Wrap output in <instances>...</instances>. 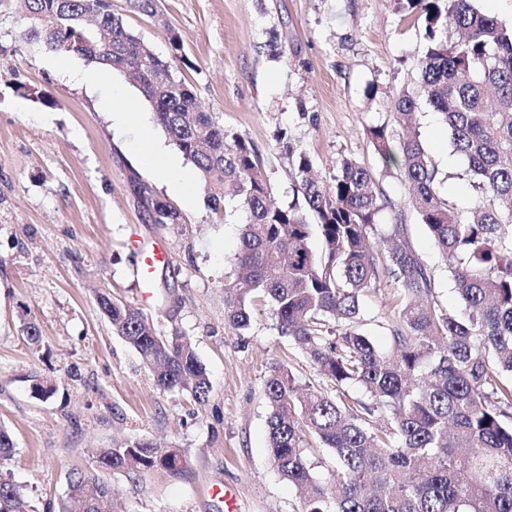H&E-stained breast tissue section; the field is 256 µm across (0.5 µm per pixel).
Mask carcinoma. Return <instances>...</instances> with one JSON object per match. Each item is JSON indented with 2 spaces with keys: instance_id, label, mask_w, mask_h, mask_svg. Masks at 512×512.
I'll return each mask as SVG.
<instances>
[{
  "instance_id": "carcinoma-1",
  "label": "carcinoma",
  "mask_w": 512,
  "mask_h": 512,
  "mask_svg": "<svg viewBox=\"0 0 512 512\" xmlns=\"http://www.w3.org/2000/svg\"><path fill=\"white\" fill-rule=\"evenodd\" d=\"M401 18L424 29L418 59L422 94H399L396 122L412 124L426 105L451 130L480 197L462 219L439 196L438 171L419 135L394 144L385 126L367 136L385 166L401 168L407 205L428 228L452 270L466 314L439 307L434 278L406 241L402 225L371 241L382 204L370 172L348 157L326 181L309 176L301 154L296 176L304 203L279 205L259 152L199 109L192 86L172 72L181 39L166 28L173 55L162 59L112 12L110 0H26L27 13L48 18L29 34L49 48L125 71L152 108L170 144L197 170L212 210L231 198L246 214L235 255L240 275L224 281L225 319L249 326L252 306L268 303L278 332L333 383H300L292 369L265 380L268 447L280 478L301 495L298 512H512V30L472 0H396ZM461 38L448 39V26ZM156 224H179L169 203L152 202ZM318 233L321 252L309 240ZM388 278L392 349L380 351L362 331L361 299ZM98 303L112 331L153 371L165 393L202 404L208 373L189 337L161 334L139 309L108 292ZM357 385L365 397L348 388ZM329 449L336 468L319 482L309 439ZM102 470L135 483L148 472L179 475L182 448L127 439L101 449ZM19 486L0 474V512H19ZM114 512L113 488L100 476L74 475L67 503L83 512Z\"/></svg>"
}]
</instances>
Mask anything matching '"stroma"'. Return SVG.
<instances>
[{
  "label": "stroma",
  "instance_id": "obj_1",
  "mask_svg": "<svg viewBox=\"0 0 512 512\" xmlns=\"http://www.w3.org/2000/svg\"><path fill=\"white\" fill-rule=\"evenodd\" d=\"M157 3L163 28L127 0H112V9L160 57L172 54L166 28L180 34L186 64L176 77L192 84L204 111L256 147L276 201L302 198L299 154L323 178L340 157L356 159L384 205L377 237L403 225L438 301L464 315L450 268L406 204L401 169L384 167L367 139L370 127L393 126L397 93L421 92V27L401 18L393 0ZM27 28L22 0H0V426L14 442L0 474L20 487L26 512H60L71 475L100 474L101 448L143 438L184 448L187 463L176 477L112 476L120 512H227L208 493L215 485L232 489L238 512H298L295 491L270 460L264 383L279 364L301 383L324 379L278 334L269 306L254 307L244 330L225 319L224 279L234 273L244 212L230 200L213 212L196 182L193 204L171 192L141 153L160 145L178 169L192 166L170 148L130 79L114 71L106 84H78ZM24 86L49 104L22 96ZM116 91L148 124V139L114 125L107 103ZM416 129L439 170L441 197L468 216L479 192L450 130L427 107ZM150 199L175 207L181 223H153ZM156 244L169 261L153 271L145 299L140 252ZM103 289L158 332L191 338L211 381L206 403L157 390L99 308ZM390 303L385 286L363 298L365 330L385 349ZM30 322L40 331L35 346ZM42 379L54 385L50 397L32 390Z\"/></svg>",
  "mask_w": 512,
  "mask_h": 512
}]
</instances>
